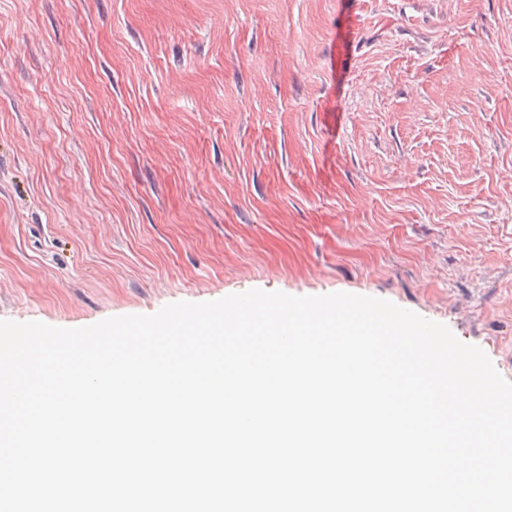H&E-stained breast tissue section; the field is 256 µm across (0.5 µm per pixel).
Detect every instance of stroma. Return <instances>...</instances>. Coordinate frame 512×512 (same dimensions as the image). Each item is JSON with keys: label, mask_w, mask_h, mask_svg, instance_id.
<instances>
[{"label": "stroma", "mask_w": 512, "mask_h": 512, "mask_svg": "<svg viewBox=\"0 0 512 512\" xmlns=\"http://www.w3.org/2000/svg\"><path fill=\"white\" fill-rule=\"evenodd\" d=\"M251 289L512 381V0H0V320Z\"/></svg>", "instance_id": "obj_1"}]
</instances>
